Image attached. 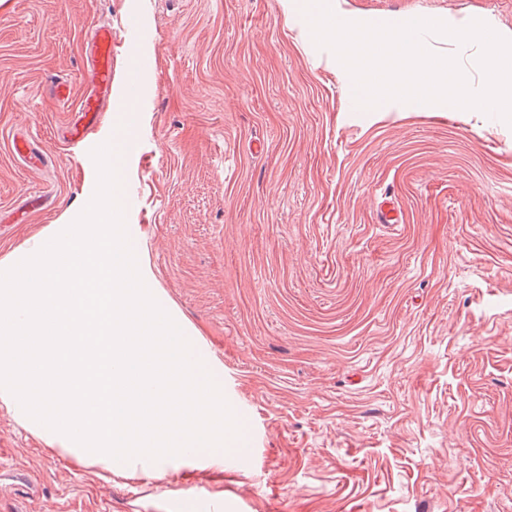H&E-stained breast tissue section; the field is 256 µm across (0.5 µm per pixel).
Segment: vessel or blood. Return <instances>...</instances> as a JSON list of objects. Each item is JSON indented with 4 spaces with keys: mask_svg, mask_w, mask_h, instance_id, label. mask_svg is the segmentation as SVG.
Instances as JSON below:
<instances>
[{
    "mask_svg": "<svg viewBox=\"0 0 512 512\" xmlns=\"http://www.w3.org/2000/svg\"><path fill=\"white\" fill-rule=\"evenodd\" d=\"M86 89L79 98H72L66 82L53 86V93L65 105L72 107V119L64 139L78 144L90 139L104 110L112 102V28L108 25L94 26L90 32L87 67L82 73Z\"/></svg>",
    "mask_w": 512,
    "mask_h": 512,
    "instance_id": "obj_1",
    "label": "vessel or blood"
}]
</instances>
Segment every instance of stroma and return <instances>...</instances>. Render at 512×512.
I'll use <instances>...</instances> for the list:
<instances>
[{"mask_svg": "<svg viewBox=\"0 0 512 512\" xmlns=\"http://www.w3.org/2000/svg\"><path fill=\"white\" fill-rule=\"evenodd\" d=\"M332 9L512 39V0ZM98 23L117 34L115 95H140L67 146L51 86L83 93ZM424 41L482 86L476 44ZM121 120L142 272L222 365L251 449L220 471L104 480L1 406L0 512H512V126L358 107L301 0H0L1 267L78 216L90 151ZM20 136L46 166L14 153ZM39 190L43 210L25 212ZM386 199L400 223H379Z\"/></svg>", "mask_w": 512, "mask_h": 512, "instance_id": "stroma-1", "label": "stroma"}]
</instances>
